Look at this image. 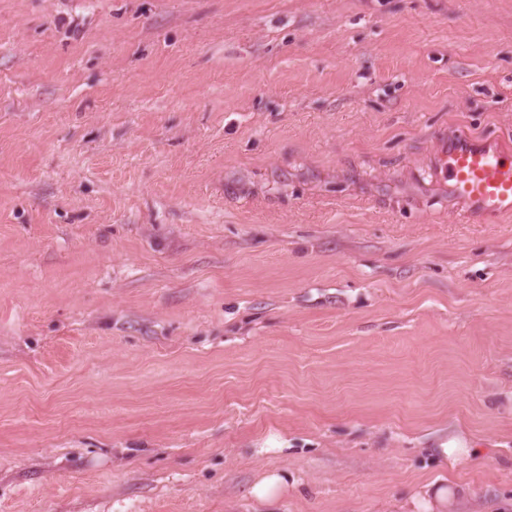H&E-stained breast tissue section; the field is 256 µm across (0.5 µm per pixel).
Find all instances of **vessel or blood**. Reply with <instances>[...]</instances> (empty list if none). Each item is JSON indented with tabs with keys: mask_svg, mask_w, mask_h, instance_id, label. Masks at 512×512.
Returning a JSON list of instances; mask_svg holds the SVG:
<instances>
[{
	"mask_svg": "<svg viewBox=\"0 0 512 512\" xmlns=\"http://www.w3.org/2000/svg\"><path fill=\"white\" fill-rule=\"evenodd\" d=\"M450 193L486 215L512 213V150L494 140L460 138L443 144L437 161Z\"/></svg>",
	"mask_w": 512,
	"mask_h": 512,
	"instance_id": "vessel-or-blood-1",
	"label": "vessel or blood"
}]
</instances>
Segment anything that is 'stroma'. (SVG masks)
I'll return each mask as SVG.
<instances>
[{
    "mask_svg": "<svg viewBox=\"0 0 512 512\" xmlns=\"http://www.w3.org/2000/svg\"><path fill=\"white\" fill-rule=\"evenodd\" d=\"M462 135L512 148V0H0V512H512ZM285 485L286 479L282 474L272 472L254 485L252 495L259 501L272 502L279 497Z\"/></svg>",
    "mask_w": 512,
    "mask_h": 512,
    "instance_id": "35a3bbf8",
    "label": "stroma"
}]
</instances>
